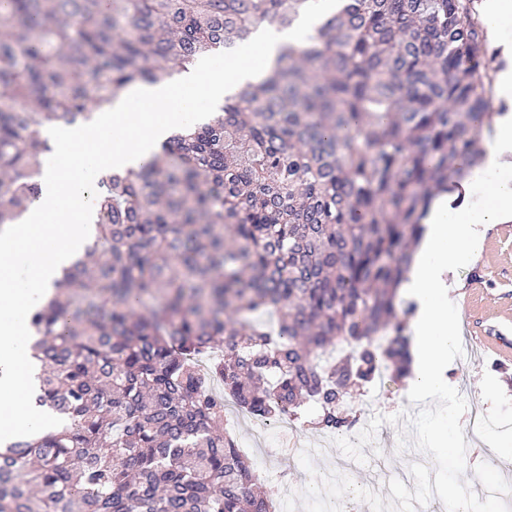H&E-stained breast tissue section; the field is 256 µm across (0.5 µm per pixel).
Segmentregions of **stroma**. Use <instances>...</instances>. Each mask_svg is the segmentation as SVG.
Listing matches in <instances>:
<instances>
[{
    "mask_svg": "<svg viewBox=\"0 0 512 512\" xmlns=\"http://www.w3.org/2000/svg\"><path fill=\"white\" fill-rule=\"evenodd\" d=\"M455 297L458 310V337L467 338L472 355L467 365H457L451 376L457 390L469 407L483 409L491 425L487 436H498L512 441V359H504L485 350L480 336L471 334L473 324L484 320H512V235L501 234L497 225L485 231L480 250L474 259L458 269ZM493 384L497 390L494 400L483 397V387ZM349 407L359 410L362 420L368 421L380 415L387 418L396 414H416L418 408L408 399L406 382H386L363 393L353 394L347 400ZM224 428L235 439L242 453L269 485L278 482L280 471L288 473V487L278 492L280 512H303L302 502L288 498L290 490L309 481L310 476L301 464L291 465L270 458L264 450L278 434H286L297 447L312 449V461L322 473L335 471L336 463L343 455L334 443L332 434L315 428L292 426L285 421L268 422L228 408L224 413ZM405 423L385 422L374 434L370 445L364 446L366 463L351 462L345 474L357 485L379 493L391 494L388 482L401 479L407 488H414L410 474L413 449L398 451V439Z\"/></svg>",
    "mask_w": 512,
    "mask_h": 512,
    "instance_id": "35a3bbf8",
    "label": "stroma"
}]
</instances>
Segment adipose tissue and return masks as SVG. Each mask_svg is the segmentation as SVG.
I'll list each match as a JSON object with an SVG mask.
<instances>
[{
  "mask_svg": "<svg viewBox=\"0 0 512 512\" xmlns=\"http://www.w3.org/2000/svg\"><path fill=\"white\" fill-rule=\"evenodd\" d=\"M489 186L491 199H465L451 207L447 195L433 201L428 229L402 285L417 310L411 321L412 370L409 391L425 397L454 396L450 373L457 341V309L451 275L477 253L487 225L512 221V113L496 117L480 167L469 178Z\"/></svg>",
  "mask_w": 512,
  "mask_h": 512,
  "instance_id": "obj_1",
  "label": "adipose tissue"
}]
</instances>
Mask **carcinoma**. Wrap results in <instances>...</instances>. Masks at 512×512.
Here are the masks:
<instances>
[{
    "label": "carcinoma",
    "instance_id": "carcinoma-1",
    "mask_svg": "<svg viewBox=\"0 0 512 512\" xmlns=\"http://www.w3.org/2000/svg\"><path fill=\"white\" fill-rule=\"evenodd\" d=\"M7 2L0 226L39 196L41 130L307 0ZM493 115L474 0H340L261 81L102 177L84 254L29 317L35 401L63 423L0 448V512H275L219 433L226 402L334 434L356 422L346 390L408 376L410 246Z\"/></svg>",
    "mask_w": 512,
    "mask_h": 512
}]
</instances>
